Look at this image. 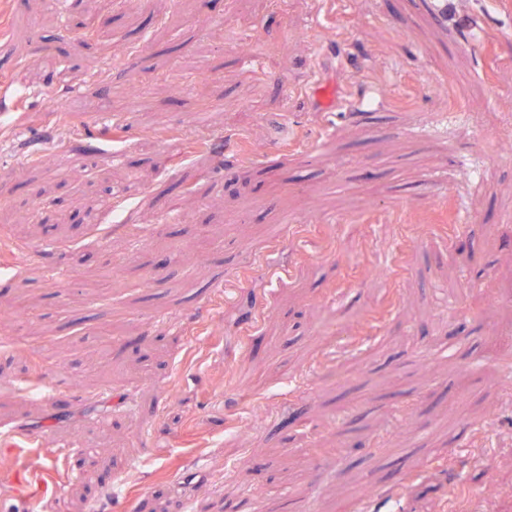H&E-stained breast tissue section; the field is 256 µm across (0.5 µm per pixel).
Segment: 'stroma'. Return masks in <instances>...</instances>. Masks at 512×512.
<instances>
[{
    "instance_id": "35a3bbf8",
    "label": "stroma",
    "mask_w": 512,
    "mask_h": 512,
    "mask_svg": "<svg viewBox=\"0 0 512 512\" xmlns=\"http://www.w3.org/2000/svg\"><path fill=\"white\" fill-rule=\"evenodd\" d=\"M112 2L93 39L78 23L103 0L0 15V75L27 88L64 71L74 116L50 130L35 96L0 135V236L27 227L0 268L32 313L0 323V512H305L313 494L339 512L367 483L377 512H411L421 497L394 477L428 460L495 483L456 506L429 493L430 512H512V387L493 364L512 351V0H448L444 23L425 0ZM376 85L383 111L347 112ZM199 112L223 156L235 132L249 158L143 150ZM104 120L128 127L120 161L96 154ZM115 184L137 198L90 230ZM199 233L202 253L186 247ZM385 297L381 330L323 334ZM35 346L59 402L20 392Z\"/></svg>"
}]
</instances>
